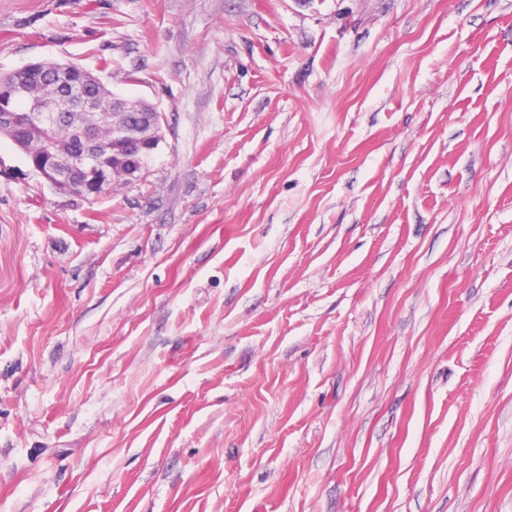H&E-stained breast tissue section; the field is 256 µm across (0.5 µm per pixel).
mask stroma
<instances>
[{
  "label": "stroma",
  "mask_w": 512,
  "mask_h": 512,
  "mask_svg": "<svg viewBox=\"0 0 512 512\" xmlns=\"http://www.w3.org/2000/svg\"><path fill=\"white\" fill-rule=\"evenodd\" d=\"M166 118L0 137V512H512V0H0V73ZM18 78L9 85L12 72L0 74V89H4V98L9 104H1L0 136H7L26 157L34 172L43 177L56 191L94 199L116 184H128L137 180L142 172L145 157L155 151L163 141V113L155 112L143 100H125V112H114V100H110L109 111H104L100 98L89 94L90 76L82 68L69 64H55L46 61L29 63L15 71ZM48 86L52 92L45 96L43 88ZM48 98H51L48 102ZM21 103L22 108L15 106ZM80 105L89 112L87 123L109 125L95 133L97 144L90 139L86 126L72 127L73 141L70 145L57 146V159L51 166L41 167L47 161L49 144L48 133L55 127L54 139L67 144L71 127L59 125L63 118H69L70 111ZM34 124L38 135L27 140H16L12 134L24 125ZM112 157L114 153H124L126 158L117 171L105 158L99 148ZM45 150L31 162L34 155ZM149 157L146 159L145 167ZM113 164L116 161L113 157ZM126 164V166H125Z\"/></svg>",
  "instance_id": "1"
}]
</instances>
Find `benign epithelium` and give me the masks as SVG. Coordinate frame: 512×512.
Wrapping results in <instances>:
<instances>
[{"label":"benign epithelium","mask_w":512,"mask_h":512,"mask_svg":"<svg viewBox=\"0 0 512 512\" xmlns=\"http://www.w3.org/2000/svg\"><path fill=\"white\" fill-rule=\"evenodd\" d=\"M16 74L18 78L4 89L9 103L0 108V136L10 138L20 127L36 125L35 137L13 140L26 159L49 144L48 133L77 105L87 110L88 123L112 127V152L126 155L124 165L114 168L91 141L87 127H72L73 141L55 149L57 159L52 165L30 164L60 193L89 200L117 184L138 179L144 158L163 141L162 112L154 111L143 100L126 101L123 112L103 110L100 98L89 93L90 76L82 68L37 61L16 70Z\"/></svg>","instance_id":"7a95c632"}]
</instances>
